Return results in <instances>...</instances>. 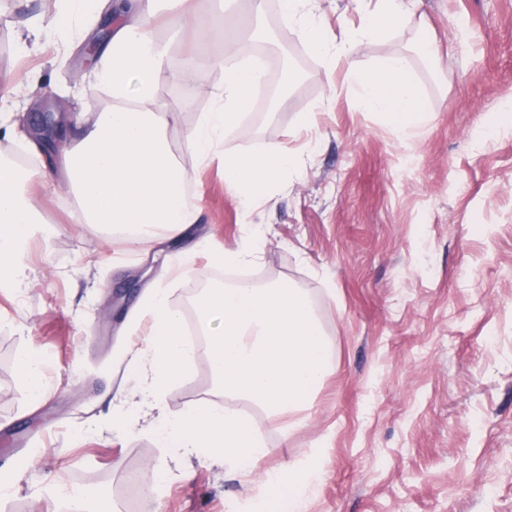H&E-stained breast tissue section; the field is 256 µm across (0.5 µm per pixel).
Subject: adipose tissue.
Listing matches in <instances>:
<instances>
[{
	"label": "adipose tissue",
	"mask_w": 512,
	"mask_h": 512,
	"mask_svg": "<svg viewBox=\"0 0 512 512\" xmlns=\"http://www.w3.org/2000/svg\"><path fill=\"white\" fill-rule=\"evenodd\" d=\"M319 2L278 0L282 18L330 70L349 61L362 39L393 31L406 20L402 0H378L359 34L333 42L320 27ZM101 7L102 0H55L40 25L45 31L68 36L76 30L80 16H96ZM112 15L117 26L94 75L111 89L114 105L96 113L89 124L82 115H75L74 123L82 132L63 151L62 184L78 200L81 223L142 243L160 235L180 234L196 221V204L185 193L191 175L171 151L167 116L154 104L158 74L170 51L156 30L167 28L180 40L200 32L208 14L202 0H117ZM252 48L253 39L247 35L226 40L220 56L209 54L205 42L196 44L205 62L224 73L222 84L206 90L210 111L187 136V145L199 160L214 153L225 129L237 126L252 104L253 92L264 78L261 71L242 65ZM347 77L362 108L384 114L397 133L427 123L429 115L405 56L390 55L369 70L349 69ZM298 166V157L277 145L257 155L229 154L224 158V183L248 207L282 173ZM52 181V174L40 168L24 169L0 161V267L8 271L0 279L1 289L29 285L26 248L42 228L25 188Z\"/></svg>",
	"instance_id": "ef3b65f1"
}]
</instances>
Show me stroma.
I'll list each match as a JSON object with an SVG mask.
<instances>
[{
	"label": "stroma",
	"mask_w": 512,
	"mask_h": 512,
	"mask_svg": "<svg viewBox=\"0 0 512 512\" xmlns=\"http://www.w3.org/2000/svg\"><path fill=\"white\" fill-rule=\"evenodd\" d=\"M48 6L0 0V35L28 47L0 56L23 126L47 104L90 115L112 106L85 59L89 43L110 40L111 16L83 21L65 43L28 28ZM375 6L322 0L327 38L356 32ZM265 25L272 39L258 51L295 80L275 111L248 112L247 132L226 130L207 162L185 136L210 108L202 87L222 83L223 72L190 68L194 54L180 43L159 77L169 146L194 174L200 210L185 234L134 243L97 232L76 223L71 193L34 188L44 223L60 231L26 255L33 288L0 292V475L16 478L0 512H65L69 480L114 512H237L270 471L285 481L266 512H288L310 465L320 477L306 512H512V0H413L402 28L365 40L357 69L395 53L410 62L429 121L403 137L359 105L344 69L328 71L279 11H266ZM305 112L315 115L307 130ZM273 144L301 166L245 212L224 184V157ZM248 244L259 285L287 282L308 295L333 368L290 432L238 403L264 428L252 474L200 454L177 478L151 417L112 427L113 405L140 401L127 368L146 330L137 306L161 283L183 308L215 272L213 250ZM182 252L193 262L177 278L170 262ZM32 345L50 361L37 400L18 369ZM213 397L202 353L165 405ZM32 448L42 451L34 462ZM156 461L161 471L148 473Z\"/></svg>",
	"instance_id": "1"
}]
</instances>
